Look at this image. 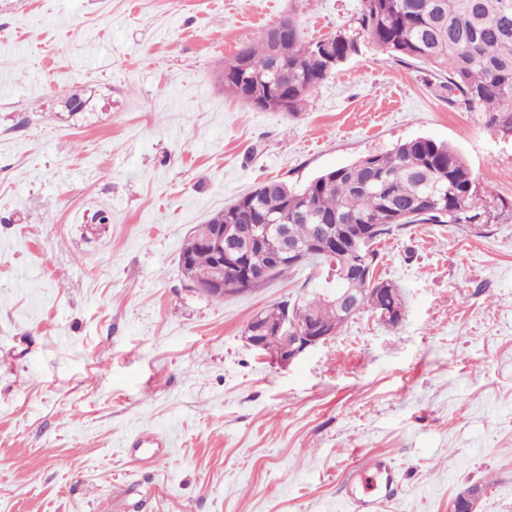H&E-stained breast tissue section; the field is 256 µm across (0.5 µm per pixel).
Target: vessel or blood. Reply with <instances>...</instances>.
I'll return each mask as SVG.
<instances>
[{"instance_id":"obj_1","label":"vessel or blood","mask_w":512,"mask_h":512,"mask_svg":"<svg viewBox=\"0 0 512 512\" xmlns=\"http://www.w3.org/2000/svg\"><path fill=\"white\" fill-rule=\"evenodd\" d=\"M398 487V470L379 457L364 459L355 471L350 500L353 512H377L383 500L392 498Z\"/></svg>"}]
</instances>
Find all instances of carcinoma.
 <instances>
[{"label": "carcinoma", "instance_id": "obj_1", "mask_svg": "<svg viewBox=\"0 0 512 512\" xmlns=\"http://www.w3.org/2000/svg\"><path fill=\"white\" fill-rule=\"evenodd\" d=\"M288 43L272 54L267 34L237 50L224 64L225 91L245 108L296 114L309 93L359 50L365 37L403 63L427 65L448 83L452 105L481 112L486 126L512 138V0H361L359 31L307 41L295 22ZM499 207L482 199L463 157L449 144L417 137L386 151L371 152L353 163L325 172L303 187L269 181L238 198L189 234L180 254L191 278L211 275L216 257L206 246L215 228L233 224L240 239L254 224H283L288 235L305 244L316 242L308 263L342 267L353 257L368 274L358 272L349 282L335 278V287L361 294L379 288L378 300L389 316L384 323L398 327L405 316L400 289L373 279L377 250L355 249V225L376 228L375 241L411 224H453L484 228L497 223ZM336 225V238L321 236V225ZM242 270L224 269V295L245 292ZM297 322L314 317L330 330L347 322L340 311L322 303L308 289L297 303L281 301L256 314L260 324H276L285 316Z\"/></svg>", "mask_w": 512, "mask_h": 512}]
</instances>
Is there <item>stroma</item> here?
<instances>
[{"instance_id":"35a3bbf8","label":"stroma","mask_w":512,"mask_h":512,"mask_svg":"<svg viewBox=\"0 0 512 512\" xmlns=\"http://www.w3.org/2000/svg\"><path fill=\"white\" fill-rule=\"evenodd\" d=\"M359 0H0V512H512V214L379 245L399 327L366 310L289 363L250 348L263 308L323 266L215 300L178 264L192 229L271 179L296 186L417 137L512 203V139L422 64L367 39L298 115L245 108L224 64L280 18L308 40ZM89 98L69 116L65 99ZM109 220H98L99 212ZM169 439L153 463L128 442ZM398 470L379 457L365 458L355 471L350 500L353 512H377L383 500L393 498Z\"/></svg>"}]
</instances>
